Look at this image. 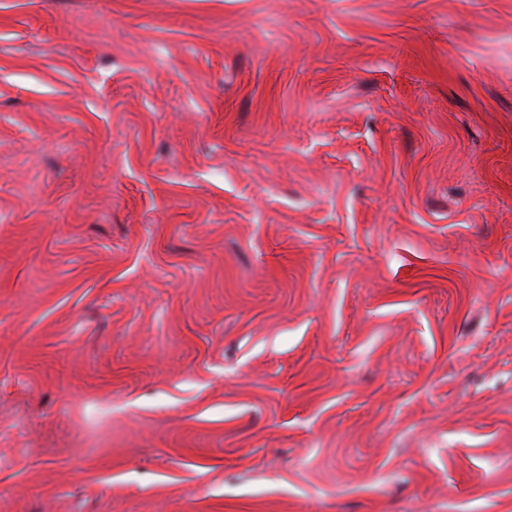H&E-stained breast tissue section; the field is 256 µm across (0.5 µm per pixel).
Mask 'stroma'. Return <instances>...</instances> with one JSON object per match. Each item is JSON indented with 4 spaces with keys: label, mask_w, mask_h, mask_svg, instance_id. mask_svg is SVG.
<instances>
[{
    "label": "stroma",
    "mask_w": 512,
    "mask_h": 512,
    "mask_svg": "<svg viewBox=\"0 0 512 512\" xmlns=\"http://www.w3.org/2000/svg\"><path fill=\"white\" fill-rule=\"evenodd\" d=\"M0 512H512V0H0Z\"/></svg>",
    "instance_id": "stroma-1"
}]
</instances>
